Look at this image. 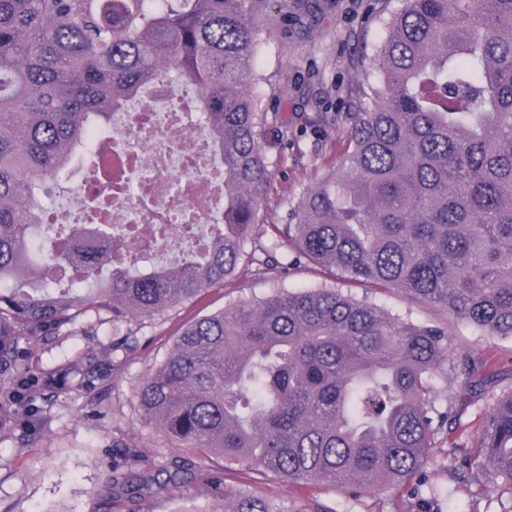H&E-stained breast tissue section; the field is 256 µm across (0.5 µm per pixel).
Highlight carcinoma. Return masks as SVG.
Here are the masks:
<instances>
[{"label":"carcinoma","instance_id":"carcinoma-1","mask_svg":"<svg viewBox=\"0 0 512 512\" xmlns=\"http://www.w3.org/2000/svg\"><path fill=\"white\" fill-rule=\"evenodd\" d=\"M271 0H0V384L34 375L21 336L90 311L152 316L224 287L247 257L271 181L276 121L248 87L254 16ZM356 88L348 155L273 225L296 258L395 288L491 336L512 337V0H403ZM192 86L224 175L222 218L199 252L149 270L138 256L49 245L84 225L37 221L36 190L86 136L171 74ZM54 279L65 287L37 288ZM453 374L457 387L437 380ZM512 379V371L506 374ZM485 353L448 358L439 326L400 321L340 288L279 291L188 324L138 399L176 447L290 484L407 495L471 395L503 379ZM133 457L107 484L133 487ZM458 468L512 489V389L494 398ZM223 512H286L204 472Z\"/></svg>","mask_w":512,"mask_h":512}]
</instances>
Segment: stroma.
Listing matches in <instances>:
<instances>
[{
  "label": "stroma",
  "instance_id": "stroma-1",
  "mask_svg": "<svg viewBox=\"0 0 512 512\" xmlns=\"http://www.w3.org/2000/svg\"><path fill=\"white\" fill-rule=\"evenodd\" d=\"M318 10L305 28L277 26L273 16L256 18L259 31L256 66L265 80L256 95L278 112L288 133L270 132L262 143L271 165V184L261 211L266 224H284L287 212L312 188L325 169L340 164L347 147L344 112L354 107L355 85L363 73L361 53H373L385 36L381 17L366 0H317ZM272 233H262L246 250L255 264L239 267L223 289L152 317L113 322L109 313L90 312L56 336H24L21 346L34 353L40 379H56L60 388L49 395L40 384L9 383L6 394L18 395L16 426H28L35 441L22 446L15 435L0 436V512H214L218 501L201 479H179L171 466L183 449L170 443L160 428L142 415L137 390L143 378L168 353L181 328L213 312L245 305L275 291L346 286L318 268L293 261L290 249L275 248ZM275 259L260 265L265 251ZM403 320L447 329L451 354L485 352L497 367L512 369V338L489 336L443 309L410 300L393 288L350 287ZM127 338L129 349L113 352L112 343ZM95 369V387L104 389L101 411L85 405L84 385L63 374L66 363ZM491 395L471 400L459 416V433L447 441L421 477V512H512V490L493 480L483 489L461 481L454 472L481 432ZM146 456L140 495L112 509L106 484L112 462ZM227 484L244 487L286 512H404V498L389 489L357 495L327 484L293 486L255 469L223 471Z\"/></svg>",
  "mask_w": 512,
  "mask_h": 512
}]
</instances>
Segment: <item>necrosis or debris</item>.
<instances>
[{
	"instance_id": "1",
	"label": "necrosis or debris",
	"mask_w": 512,
	"mask_h": 512,
	"mask_svg": "<svg viewBox=\"0 0 512 512\" xmlns=\"http://www.w3.org/2000/svg\"><path fill=\"white\" fill-rule=\"evenodd\" d=\"M196 113L185 87L167 81L149 87L137 107L122 113L111 144L90 143L96 158L77 208L41 209V223L84 224L88 210L100 207L106 223L138 225L123 249L201 247L202 226L222 202L224 182L210 140L196 131Z\"/></svg>"
}]
</instances>
